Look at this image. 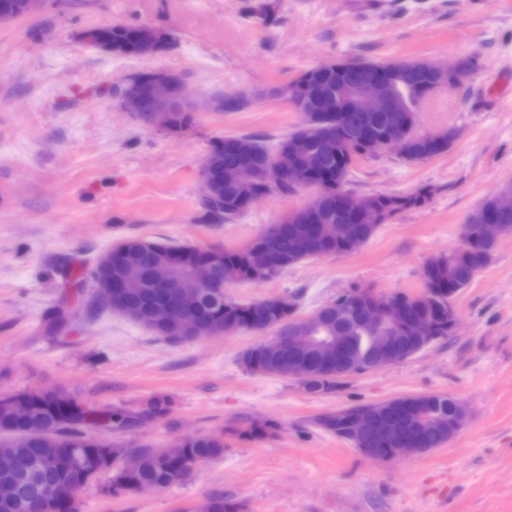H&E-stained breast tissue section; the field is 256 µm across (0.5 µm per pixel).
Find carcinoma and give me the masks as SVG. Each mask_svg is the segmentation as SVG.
Wrapping results in <instances>:
<instances>
[{
    "label": "carcinoma",
    "mask_w": 512,
    "mask_h": 512,
    "mask_svg": "<svg viewBox=\"0 0 512 512\" xmlns=\"http://www.w3.org/2000/svg\"><path fill=\"white\" fill-rule=\"evenodd\" d=\"M134 27L111 29L113 55H124L125 45L130 42ZM403 71L405 81L414 88V94L407 102L403 112H376L368 122L381 129L390 126L401 118L410 120V133L407 136L408 159H432L448 151V144L438 143L422 135L417 127V114L421 102L427 95L418 87L434 82L428 71L416 67L409 61L389 64L385 61L331 62L320 70L309 69L298 77L273 90V95L286 99L292 90L301 85H318L322 88L336 89V85L356 82L375 77L388 68ZM301 124L293 132L280 137L274 146L247 134L227 135L214 143L212 154V179H220L223 186L217 190L218 200L201 202V222L205 224L230 223L244 214L249 208V199L262 198L273 192L291 195L294 190L288 181H282L277 187L257 185L243 190L227 179V172L244 162L262 164L274 157L288 163V155L297 149L306 151L318 179L325 184L323 195L315 199L312 208L326 217L336 215V194L349 192V178L362 161L367 147L361 142L356 124L338 127L329 112H316L307 102L299 103ZM332 136L337 138V152L325 154L321 151V141ZM432 195V187L421 186L406 194L379 193L367 196L361 204L360 213H348L341 225L343 234L360 235L370 239L377 228L386 222L387 217L424 206ZM493 221L503 226V233H512V212L501 213L494 206V199L485 200L481 206L470 213L465 223L474 226ZM462 247L435 257L429 261L426 270V283L423 291L410 295L392 294L399 308L397 323L409 322L435 315L438 310L448 308V293H457L468 287L476 275L490 261L495 243L492 241H461ZM340 255L341 246L329 248L324 245L307 224H290L284 220L271 225L246 247L239 249L219 248L211 257L201 249L188 245H165L151 240L130 238L118 245L112 253V311L128 313L131 320L146 327L154 334L175 341H195L201 338L224 333V322L233 320L242 325V330L253 331L255 327L275 328L288 332L294 326L292 311L281 308L273 297L248 303H237L224 298V294L210 289L200 297L196 313V332L191 336L183 335L179 320L159 321L155 317V305L159 301L157 280L159 266L167 269V276L176 278L191 273L198 279L212 280L229 284L239 282L270 281L277 278L288 267L310 258H319L328 251ZM134 287L127 288L125 284ZM321 336H342L346 329L336 324V309L324 307L318 313ZM307 363L316 368L317 377L301 383V387L310 393H329L336 390L341 380L349 377V372L336 375V367L323 369L318 353L306 354L297 351L272 355L260 346L254 345L241 357L246 371L266 376L275 375L274 368L286 362ZM65 389L47 387L36 396L28 413L17 416L11 406L0 401V455L17 460L20 469L0 470V487L16 485L20 487L18 497L5 499L0 497V512H78L77 500L67 496L70 485L79 481L90 483L99 477L90 466V459L105 460L107 448H114L112 473L108 484L103 486L106 494L115 499L138 491L144 483L155 484L165 490L181 483L185 479L184 467H199L209 461L224 456L227 444L224 435L199 434L186 440H175L170 445L169 457H156L148 445L133 449L140 457V464L133 472L125 471L120 464V454L126 448L119 442H108L100 437L95 441L75 443L62 439L55 448H48L43 440L58 433V424L66 414L63 397ZM171 400L164 395H155L130 406L112 409L90 407L84 409L81 426L75 435H81L88 429H110L116 434L128 432L130 422L141 417L151 416L158 420L166 418L171 412ZM372 408L370 404L348 407L342 412L324 414L316 419V425L323 431L342 437L348 441L354 439L350 419L359 412ZM276 425L272 422L251 421L246 425H231L227 435L240 440L252 441L269 437ZM72 458L67 469L56 466L61 453ZM53 484L59 489L62 499L60 506H42L44 486ZM240 505L222 493L210 497V512H239Z\"/></svg>",
    "instance_id": "obj_1"
}]
</instances>
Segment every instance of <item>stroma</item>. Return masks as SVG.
Returning <instances> with one entry per match:
<instances>
[{
	"instance_id": "stroma-1",
	"label": "stroma",
	"mask_w": 512,
	"mask_h": 512,
	"mask_svg": "<svg viewBox=\"0 0 512 512\" xmlns=\"http://www.w3.org/2000/svg\"><path fill=\"white\" fill-rule=\"evenodd\" d=\"M107 22L148 23L175 43L153 56L105 57L79 34ZM472 55L478 71L432 93L418 114L421 130L457 129L448 152L422 163L364 160L351 179L360 196L431 186L424 207L381 225L350 255L224 290L241 302L285 297L301 318L355 288L421 291L424 264L457 248L466 216L512 182V90L499 85L512 73V0H46L0 25V393L60 385L99 407L168 395L166 419L120 437L156 448L237 420L278 425L261 440L228 439L223 458L161 492L116 500L90 485L80 512H192L215 490L241 512H512V233L453 297L448 338L331 393L245 371L240 357L256 334L172 342L98 308L89 289L65 332L55 330L74 258L93 266L126 238L241 248L309 202L307 189L271 194L234 222L199 220V170L215 139L298 127L299 113L270 89L341 59L449 64ZM138 71L181 73L198 98L259 97L243 112L196 113L188 130L167 136L112 99ZM418 394L459 399L469 421L448 444L406 460H372L315 424Z\"/></svg>"
}]
</instances>
